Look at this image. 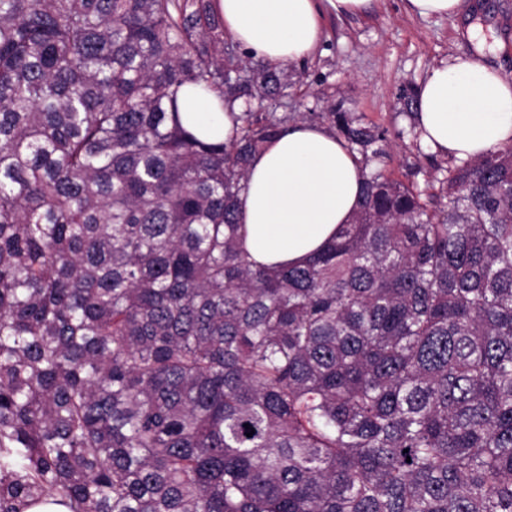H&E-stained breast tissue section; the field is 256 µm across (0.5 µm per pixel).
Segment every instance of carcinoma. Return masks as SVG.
<instances>
[{"instance_id":"obj_1","label":"carcinoma","mask_w":512,"mask_h":512,"mask_svg":"<svg viewBox=\"0 0 512 512\" xmlns=\"http://www.w3.org/2000/svg\"><path fill=\"white\" fill-rule=\"evenodd\" d=\"M185 85L240 105L228 141ZM293 86L209 0H0V512H512V146L421 190ZM306 120L359 208L257 265L250 157ZM178 108L183 124L206 141H226L232 132L230 109L214 92L187 86Z\"/></svg>"}]
</instances>
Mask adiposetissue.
<instances>
[{"mask_svg": "<svg viewBox=\"0 0 512 512\" xmlns=\"http://www.w3.org/2000/svg\"><path fill=\"white\" fill-rule=\"evenodd\" d=\"M225 38L271 67L301 60L322 38L317 0H215ZM415 119L423 142L442 157L478 158L512 142V79L482 61L433 67L421 85ZM178 108L198 137L227 140L230 109L214 92L186 87ZM360 163L325 128L289 126L256 152L239 204L245 246L258 263L305 262L356 213Z\"/></svg>", "mask_w": 512, "mask_h": 512, "instance_id": "adipose-tissue-1", "label": "adipose tissue"}]
</instances>
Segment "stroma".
Returning a JSON list of instances; mask_svg holds the SVG:
<instances>
[{
  "instance_id": "obj_1",
  "label": "stroma",
  "mask_w": 512,
  "mask_h": 512,
  "mask_svg": "<svg viewBox=\"0 0 512 512\" xmlns=\"http://www.w3.org/2000/svg\"><path fill=\"white\" fill-rule=\"evenodd\" d=\"M490 29L484 62L512 78V0H464L455 20L423 18L405 0H373L360 15L336 17L323 10V38L316 51L296 63L301 87L288 99L292 112H320L330 100L387 132V171L396 179L424 182L443 177L450 162L432 155L403 110V89L419 86L434 66L455 57H475L468 24Z\"/></svg>"
}]
</instances>
